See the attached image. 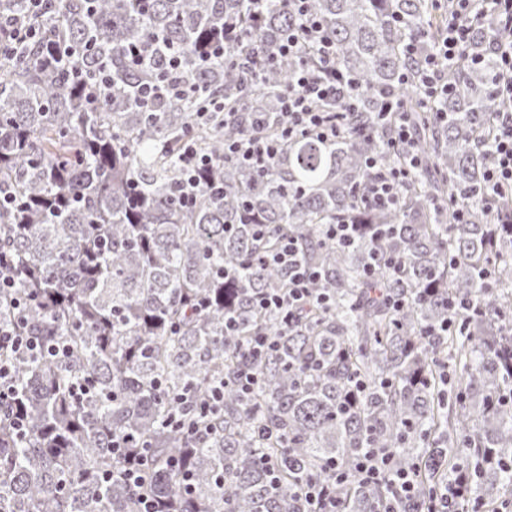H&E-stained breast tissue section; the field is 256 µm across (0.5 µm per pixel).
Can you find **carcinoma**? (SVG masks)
<instances>
[{"label": "carcinoma", "mask_w": 512, "mask_h": 512, "mask_svg": "<svg viewBox=\"0 0 512 512\" xmlns=\"http://www.w3.org/2000/svg\"><path fill=\"white\" fill-rule=\"evenodd\" d=\"M246 5L46 0L35 26L73 56L50 66L33 45L0 57V189L16 198L0 208V253L12 261L0 275L14 282L0 293V324L17 298L28 334L66 346L14 360L27 428L16 434L0 411V512H140L122 480L103 481L119 469L114 436L147 448L142 491L168 512H306L298 482L329 479L333 460L348 474L336 486L340 512H374L387 490L358 477L362 448L388 449L398 468L421 465V502L462 460L481 502L512 491V223H501L512 200L491 209L482 199L496 111L488 35L475 32L465 51L481 64L451 68L448 100L424 107L399 76L420 62L404 42L428 47L442 25L430 0H312L336 67L361 84L352 134L298 137L257 173L224 161V143L251 129V113L273 111L299 62L269 61L294 22L288 0H267L259 21ZM25 12V0H0V17ZM227 22L237 24L226 45L234 67L204 57ZM155 39L179 51L197 91L164 89L162 56L130 62L129 45ZM138 83L162 91L142 106L129 97ZM389 93L411 112L422 165L400 205L381 211L364 197L366 159L408 164L407 151H384L390 129L376 123ZM214 101L236 120L224 122ZM187 141L213 162L184 207ZM458 208L468 211L462 224ZM336 222L360 226L352 246L326 237ZM255 224L268 225L264 239ZM281 237L296 240L320 273L314 290L329 298L286 334L280 314L252 304L287 285L286 271L260 262ZM375 254L399 268L367 275ZM197 297L206 309L194 308ZM472 298L480 314L450 311ZM258 332L278 350L255 359L245 339ZM246 367L260 384L244 397L233 376ZM79 384L91 387L81 399ZM216 384L224 404L205 415L199 403ZM171 414L192 428L169 425Z\"/></svg>", "instance_id": "1"}]
</instances>
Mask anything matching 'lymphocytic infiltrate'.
Instances as JSON below:
<instances>
[{"label":"lymphocytic infiltrate","instance_id":"obj_1","mask_svg":"<svg viewBox=\"0 0 512 512\" xmlns=\"http://www.w3.org/2000/svg\"><path fill=\"white\" fill-rule=\"evenodd\" d=\"M450 2L448 22L436 51L427 55L418 68L402 72L400 81L415 86L427 102L449 95L452 89L447 79L449 66L461 58L474 29L488 30L490 49L497 58L492 76L493 95L503 103L496 114V131L492 137L495 162L484 177V194L492 200L505 191H512V0ZM288 8L296 22L281 33L277 54L282 58L300 59L301 65L282 95L280 110L272 119H257L253 132L224 145L226 160L262 171L269 169L286 144L297 137L313 136L325 141L345 138L349 131V114L356 108L360 94L355 76L337 69L336 46L322 21L313 13L310 0H289ZM378 121L391 127L388 149L410 146L412 126L398 96H384ZM420 163V158L415 156L409 166L387 168L379 166L377 159H367L366 165L373 171L366 188L369 200L379 206L398 205L401 187L411 168ZM266 260L289 268L288 286L255 294L253 304L258 309L280 313L284 324H291L297 311L313 300V274L300 265L296 245L288 238L280 241ZM24 318V312L20 311L11 325L0 326L1 404L15 400V357L42 358L60 352L58 346L25 334ZM329 469L333 483L308 480L300 486L310 512H338L335 486L345 482L347 475L337 464H330ZM357 471L363 480L386 483L388 495L380 512H400V504L415 496L416 471L393 468L387 449H364ZM468 480V465H460L457 475L436 489L422 512H483L480 502L469 495Z\"/></svg>","mask_w":512,"mask_h":512}]
</instances>
